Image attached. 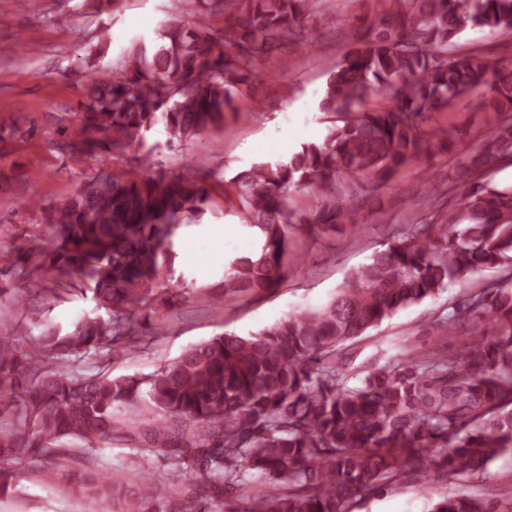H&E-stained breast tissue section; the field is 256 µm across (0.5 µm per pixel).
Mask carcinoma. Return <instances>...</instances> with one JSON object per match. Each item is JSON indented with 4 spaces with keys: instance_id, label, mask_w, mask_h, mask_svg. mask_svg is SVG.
I'll return each instance as SVG.
<instances>
[{
    "instance_id": "carcinoma-1",
    "label": "carcinoma",
    "mask_w": 512,
    "mask_h": 512,
    "mask_svg": "<svg viewBox=\"0 0 512 512\" xmlns=\"http://www.w3.org/2000/svg\"><path fill=\"white\" fill-rule=\"evenodd\" d=\"M316 2L192 0L193 19L171 17L156 52L136 46L121 71L84 79L78 112L47 113L58 150L116 165L47 207L27 202L41 213V230L0 253V277L18 292L89 296L97 310L66 331L43 322L22 351L0 336V417L19 425L0 431V498L31 471L45 485L76 488L94 512H348L409 472L425 482L470 479L512 451V186L484 180L486 165L512 159V64L450 49L468 30L512 31V0H375L372 20L343 31L341 59L318 103L339 122L290 157L236 175L256 247L228 261L224 295L272 291L285 277L283 258L301 262L291 254L293 228L345 224L348 209L329 193L336 174L381 183L447 150L456 128L426 129L428 117L479 91L486 130L462 169L457 202L393 236L321 308L248 336L218 334L145 376L107 372L113 344L148 335L140 310L184 296L168 288L185 281L175 239L213 207L193 175L134 171L153 169L155 137L173 151L224 125L239 112L240 85L258 96L266 53L314 44L305 21ZM221 13L231 18L217 28L211 18ZM374 92L386 103L369 108ZM36 133L33 124L0 120V141ZM303 184L318 186L323 199L297 214L286 196ZM485 269L505 274L439 319L446 331L471 326L460 351H404L383 365H355L369 329ZM90 356L97 366L87 370ZM140 402L153 421L120 418L119 409ZM115 441L133 444L135 484L101 469L100 454ZM146 451L171 476L194 472L199 483L180 492L159 481ZM71 457L84 469L71 467ZM509 497V486L489 500L444 496L430 512H503Z\"/></svg>"
}]
</instances>
